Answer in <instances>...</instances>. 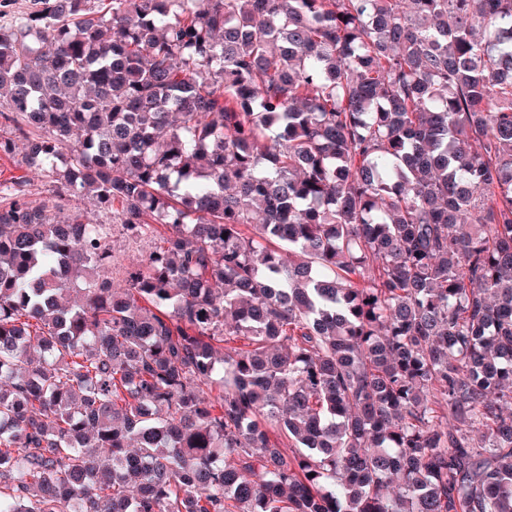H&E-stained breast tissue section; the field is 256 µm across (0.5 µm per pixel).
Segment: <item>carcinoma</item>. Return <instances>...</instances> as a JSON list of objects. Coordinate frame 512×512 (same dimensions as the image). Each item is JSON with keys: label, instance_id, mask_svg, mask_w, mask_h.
<instances>
[{"label": "carcinoma", "instance_id": "obj_1", "mask_svg": "<svg viewBox=\"0 0 512 512\" xmlns=\"http://www.w3.org/2000/svg\"><path fill=\"white\" fill-rule=\"evenodd\" d=\"M0 512H512V0H43L0 25ZM12 128L4 124L0 119V135L9 136L17 140L18 148L11 155H0V190L11 185L16 177L23 176L30 180L33 195L30 197L33 205L44 206L50 213L57 212L56 205L60 202L57 193V184L50 182L46 173L40 169L29 167L25 159V151L21 141L14 134H10ZM71 199L70 202H63L70 204L66 207L79 208L93 224H112V209L110 207L101 205L86 196H76ZM159 234H147L140 238H129L122 232L119 224L112 226L109 245L112 250V264L102 269L105 277L112 280L116 287L125 285L124 268L136 263L151 252L158 243Z\"/></svg>", "mask_w": 512, "mask_h": 512}]
</instances>
